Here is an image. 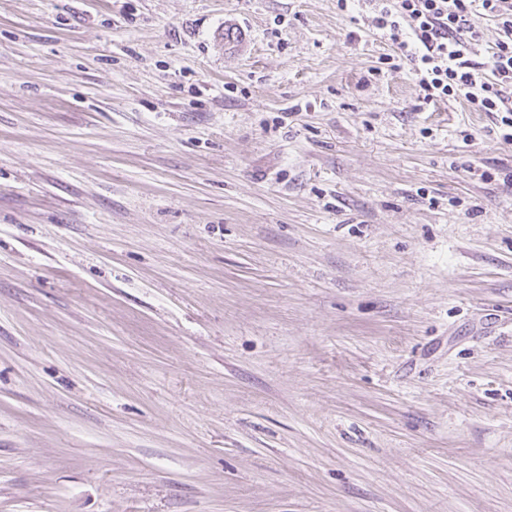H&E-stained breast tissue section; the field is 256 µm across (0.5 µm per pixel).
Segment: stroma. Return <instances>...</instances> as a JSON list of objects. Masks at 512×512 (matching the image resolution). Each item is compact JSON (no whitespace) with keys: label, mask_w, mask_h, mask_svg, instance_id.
Segmentation results:
<instances>
[{"label":"stroma","mask_w":512,"mask_h":512,"mask_svg":"<svg viewBox=\"0 0 512 512\" xmlns=\"http://www.w3.org/2000/svg\"><path fill=\"white\" fill-rule=\"evenodd\" d=\"M392 51L0 0V512H512V145Z\"/></svg>","instance_id":"35a3bbf8"}]
</instances>
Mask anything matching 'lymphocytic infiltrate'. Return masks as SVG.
<instances>
[{"label": "lymphocytic infiltrate", "mask_w": 512, "mask_h": 512, "mask_svg": "<svg viewBox=\"0 0 512 512\" xmlns=\"http://www.w3.org/2000/svg\"><path fill=\"white\" fill-rule=\"evenodd\" d=\"M373 26L409 61L423 103L465 99L496 117L512 143V0H362ZM492 17L498 38L486 62L473 60L474 15Z\"/></svg>", "instance_id": "f902f5d3"}]
</instances>
